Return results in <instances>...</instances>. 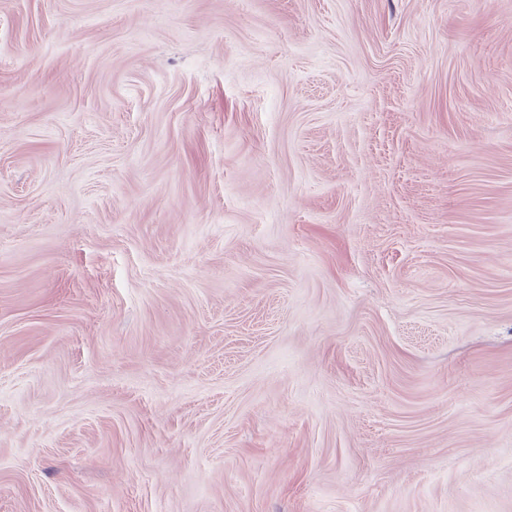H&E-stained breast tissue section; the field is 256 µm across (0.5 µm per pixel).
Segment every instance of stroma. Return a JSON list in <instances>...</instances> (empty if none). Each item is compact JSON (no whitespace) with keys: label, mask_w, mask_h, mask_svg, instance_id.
<instances>
[{"label":"stroma","mask_w":512,"mask_h":512,"mask_svg":"<svg viewBox=\"0 0 512 512\" xmlns=\"http://www.w3.org/2000/svg\"><path fill=\"white\" fill-rule=\"evenodd\" d=\"M0 512H512V0H0Z\"/></svg>","instance_id":"obj_1"}]
</instances>
